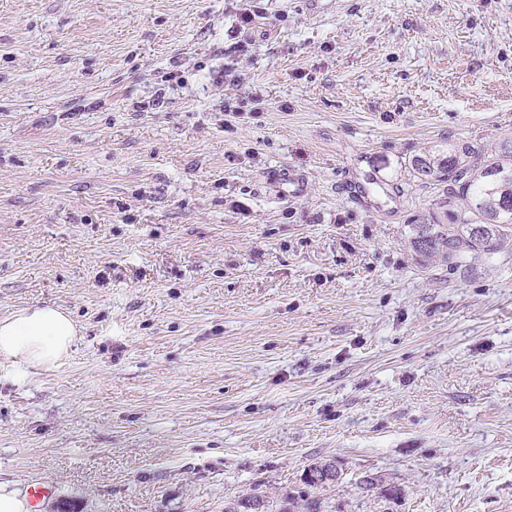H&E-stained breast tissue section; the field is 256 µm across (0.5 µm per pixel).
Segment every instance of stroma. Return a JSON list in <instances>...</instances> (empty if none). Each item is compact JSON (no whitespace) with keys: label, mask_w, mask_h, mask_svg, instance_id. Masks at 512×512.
Returning a JSON list of instances; mask_svg holds the SVG:
<instances>
[{"label":"stroma","mask_w":512,"mask_h":512,"mask_svg":"<svg viewBox=\"0 0 512 512\" xmlns=\"http://www.w3.org/2000/svg\"><path fill=\"white\" fill-rule=\"evenodd\" d=\"M448 143L512 144V0H0V318L79 327L0 363V480L512 512V258L410 245ZM78 328L65 310L31 305L0 319V360L49 367L65 359ZM339 476L340 472L336 467V463L331 460H326L320 462L317 470H315L313 473H310L308 479L312 483L326 485L336 482ZM303 482L304 484L312 488L323 487L322 485H312L309 482L305 481L304 478Z\"/></svg>","instance_id":"obj_1"}]
</instances>
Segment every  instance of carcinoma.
I'll list each match as a JSON object with an SVG mask.
<instances>
[{
	"mask_svg": "<svg viewBox=\"0 0 512 512\" xmlns=\"http://www.w3.org/2000/svg\"><path fill=\"white\" fill-rule=\"evenodd\" d=\"M419 179L448 184L443 218L429 224L412 225L411 244L426 260L457 268L477 259L512 255V146L492 158L475 155L469 148L454 145L412 159ZM305 512H322L321 499L302 491L276 502L255 493L239 499L263 504V512H291L296 500Z\"/></svg>",
	"mask_w": 512,
	"mask_h": 512,
	"instance_id": "carcinoma-1",
	"label": "carcinoma"
}]
</instances>
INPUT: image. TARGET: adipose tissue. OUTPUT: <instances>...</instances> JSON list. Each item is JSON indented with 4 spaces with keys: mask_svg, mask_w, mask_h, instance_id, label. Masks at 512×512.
<instances>
[{
    "mask_svg": "<svg viewBox=\"0 0 512 512\" xmlns=\"http://www.w3.org/2000/svg\"><path fill=\"white\" fill-rule=\"evenodd\" d=\"M78 328L65 310L31 305L0 319V360L49 367L65 359Z\"/></svg>",
    "mask_w": 512,
    "mask_h": 512,
    "instance_id": "1",
    "label": "adipose tissue"
}]
</instances>
